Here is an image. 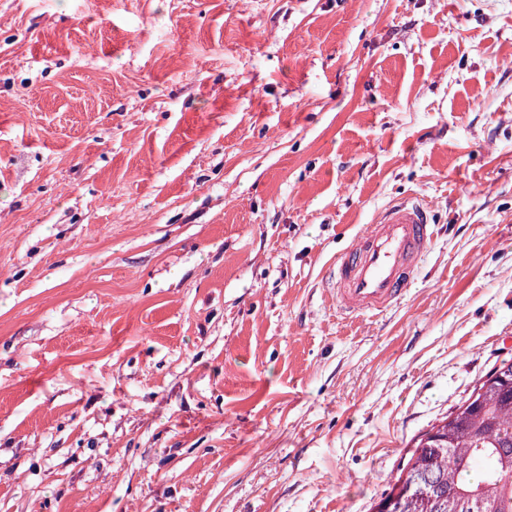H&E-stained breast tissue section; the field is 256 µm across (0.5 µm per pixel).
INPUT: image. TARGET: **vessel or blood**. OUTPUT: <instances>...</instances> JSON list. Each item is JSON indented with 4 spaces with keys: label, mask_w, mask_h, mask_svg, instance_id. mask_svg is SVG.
<instances>
[{
    "label": "vessel or blood",
    "mask_w": 512,
    "mask_h": 512,
    "mask_svg": "<svg viewBox=\"0 0 512 512\" xmlns=\"http://www.w3.org/2000/svg\"><path fill=\"white\" fill-rule=\"evenodd\" d=\"M433 237L427 205L410 198L389 202L336 257L328 286L338 313L376 316L396 305L422 267Z\"/></svg>",
    "instance_id": "b4317fda"
}]
</instances>
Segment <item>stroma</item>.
I'll use <instances>...</instances> for the list:
<instances>
[{"mask_svg": "<svg viewBox=\"0 0 512 512\" xmlns=\"http://www.w3.org/2000/svg\"><path fill=\"white\" fill-rule=\"evenodd\" d=\"M508 360L512 0H0V512H372ZM430 210L411 198L392 200L356 242L336 256L328 288L338 313L376 316L403 298L434 237Z\"/></svg>", "mask_w": 512, "mask_h": 512, "instance_id": "1", "label": "stroma"}]
</instances>
